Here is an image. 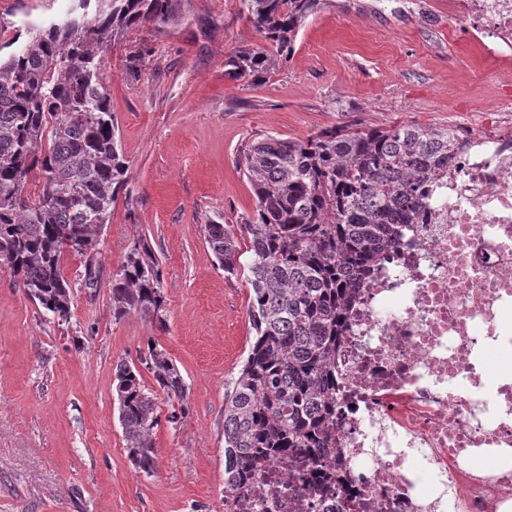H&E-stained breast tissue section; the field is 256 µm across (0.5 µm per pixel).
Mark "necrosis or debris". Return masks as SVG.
I'll use <instances>...</instances> for the list:
<instances>
[{"label": "necrosis or debris", "mask_w": 512, "mask_h": 512, "mask_svg": "<svg viewBox=\"0 0 512 512\" xmlns=\"http://www.w3.org/2000/svg\"><path fill=\"white\" fill-rule=\"evenodd\" d=\"M484 55L512 57V0H448ZM427 206L357 291L336 350V422L321 466L271 460L224 512H501L512 469V131H458ZM452 491L450 500L440 494Z\"/></svg>", "instance_id": "necrosis-or-debris-1"}]
</instances>
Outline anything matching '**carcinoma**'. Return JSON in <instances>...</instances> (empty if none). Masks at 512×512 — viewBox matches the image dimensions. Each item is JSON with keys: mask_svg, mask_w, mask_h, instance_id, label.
Segmentation results:
<instances>
[{"mask_svg": "<svg viewBox=\"0 0 512 512\" xmlns=\"http://www.w3.org/2000/svg\"><path fill=\"white\" fill-rule=\"evenodd\" d=\"M242 2L262 45L229 52L224 68L259 84L275 57L290 54L320 0ZM172 16L173 0H74L63 17L29 25L20 46L0 45V270L49 320L71 318L65 253L85 258V285L97 286V237L127 180L102 53L133 29L157 28ZM453 150L448 128L405 124L333 127L305 140L270 136L244 152L254 216L235 231L203 225L228 274L241 264L237 238L248 240L255 340L224 391V496L270 459L306 454L317 461L336 414V344L355 291L394 245L393 226L413 223L426 179ZM34 171L35 194L27 188ZM161 285L159 262L143 239L112 274L113 315L163 323ZM143 368L180 402L187 385L152 344L139 363L115 367L127 455L150 476L159 420Z\"/></svg>", "mask_w": 512, "mask_h": 512, "instance_id": "cac0c4a2", "label": "carcinoma"}]
</instances>
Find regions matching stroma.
Listing matches in <instances>:
<instances>
[{
  "label": "stroma",
  "mask_w": 512,
  "mask_h": 512,
  "mask_svg": "<svg viewBox=\"0 0 512 512\" xmlns=\"http://www.w3.org/2000/svg\"><path fill=\"white\" fill-rule=\"evenodd\" d=\"M70 5L0 0V44ZM177 8L163 29H134L103 54L128 174L99 236L97 287H85L82 257L65 255L73 306L60 324L0 271V512H224V389L254 332L246 274L224 273L202 226L253 215L244 151L335 125H468L512 95L448 0H320L292 54L257 86L224 72L229 51L260 42L242 0ZM142 45L151 53L131 72ZM142 238L162 271L160 325L112 314L110 280ZM150 340L187 393L180 402L153 392L148 477L127 457L114 377Z\"/></svg>",
  "instance_id": "obj_1"
}]
</instances>
